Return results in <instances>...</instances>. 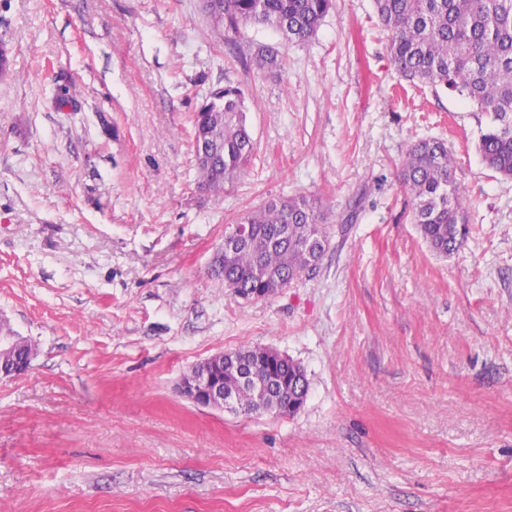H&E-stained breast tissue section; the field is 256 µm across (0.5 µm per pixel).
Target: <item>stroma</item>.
<instances>
[{
    "instance_id": "obj_1",
    "label": "stroma",
    "mask_w": 512,
    "mask_h": 512,
    "mask_svg": "<svg viewBox=\"0 0 512 512\" xmlns=\"http://www.w3.org/2000/svg\"><path fill=\"white\" fill-rule=\"evenodd\" d=\"M201 0H0V319L37 346L0 380V512H512V180L492 116L400 83L372 0H336L260 68ZM76 84L75 108H56ZM252 106V165L198 189L194 113ZM452 150L470 233L433 253L399 175ZM321 204L317 272L244 300L212 271L237 216ZM269 346L305 369L295 415L196 406L198 362Z\"/></svg>"
}]
</instances>
